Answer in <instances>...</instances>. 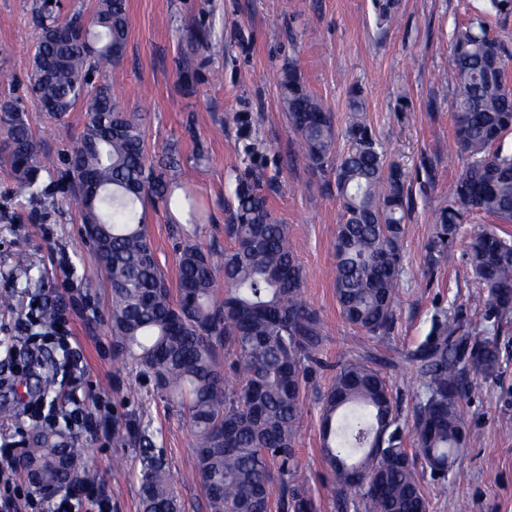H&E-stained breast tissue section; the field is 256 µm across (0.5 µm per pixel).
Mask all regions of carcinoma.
Here are the masks:
<instances>
[{"mask_svg":"<svg viewBox=\"0 0 512 512\" xmlns=\"http://www.w3.org/2000/svg\"><path fill=\"white\" fill-rule=\"evenodd\" d=\"M376 23L391 24L398 0H374ZM73 40L58 37L53 10L40 8L27 89L33 104H49L54 119L82 105L86 120L63 158L62 203L75 206L81 224L100 226L92 257L109 281L113 355L132 362L156 395L177 405L195 440L192 472L209 512H315L307 478L296 460V439L312 366L322 361L329 336L320 313L303 298L304 276L288 225L270 211L260 178L239 182L236 209L224 225L230 246L206 250L178 242L176 290H171L137 204L149 198L165 208L197 213L192 176L170 160L151 164L141 119L121 109L110 85L94 74L121 60L128 39L126 0H97L89 26L70 18ZM506 60L485 17L456 27L446 79L452 89L456 143L466 156L436 213L433 249L448 257L460 224L483 213L512 223V153L494 148L512 132V92ZM281 100L303 157L334 174L342 200L335 239L334 288L344 323L367 339L392 330L402 274L401 247L409 210L406 174L386 161L352 96L344 137L336 151L331 113L308 91L294 62L282 68ZM0 164L20 191L57 169L41 154L21 97L0 98ZM94 174L99 192L89 201L76 184L77 167ZM479 287L472 306L493 332L459 314L435 321L414 350L380 360L360 342L332 365L322 399L321 453L336 496L363 497L369 512H429L426 477L443 485L464 448L479 435L463 403L503 361L499 340L512 326V235L481 231L466 244ZM410 367L421 393L413 423L401 421L398 398L379 366ZM115 435L138 446L143 512H181L164 450L133 413H114ZM413 447H407L408 442ZM32 464L45 484L73 472L90 477L89 462L46 428L27 443L19 468Z\"/></svg>","mask_w":512,"mask_h":512,"instance_id":"carcinoma-1","label":"carcinoma"}]
</instances>
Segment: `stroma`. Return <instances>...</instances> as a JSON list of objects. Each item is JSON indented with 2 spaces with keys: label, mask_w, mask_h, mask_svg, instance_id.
Instances as JSON below:
<instances>
[{
  "label": "stroma",
  "mask_w": 512,
  "mask_h": 512,
  "mask_svg": "<svg viewBox=\"0 0 512 512\" xmlns=\"http://www.w3.org/2000/svg\"><path fill=\"white\" fill-rule=\"evenodd\" d=\"M41 0H0V69L25 78L34 53L33 32ZM129 33L119 64L96 75L126 112L142 116L150 159L176 152L193 170V187L206 217L188 224L163 206L144 211L158 262L177 279V236L224 248V226L237 206V180L261 177L274 216L290 228L305 274L304 298L329 331L328 361L351 345L354 332L340 316L334 288V240L341 201L333 175L313 169L288 127L277 81L296 60L309 91L322 99L337 130H344L352 94H360L368 122L388 162L408 176L409 212L402 242L400 298L389 342L415 348L434 319L463 310L478 329L486 324L468 300L478 291L464 241L487 221L461 225L444 260H433L435 212L463 167L454 141L451 93L440 79L452 55L457 21L479 13L485 0H399L397 20L378 26L372 0H127ZM217 42L221 53L203 50ZM29 124L42 153L63 158L85 121L83 107L61 120L30 108ZM77 209L58 196L19 195L0 167V293L25 310L28 288L45 289L66 307L82 349L87 406L99 420L78 434L77 450L92 462V482L112 500V512H142L133 443L113 438L112 408L143 406V421L164 449L173 475L194 468L193 438L176 408L148 393L132 366L112 353L111 304L105 270L82 243ZM25 265H18V258ZM86 299L70 310L60 259ZM504 362L497 379L475 390L464 409L481 440L460 459L467 476L447 487L427 488L430 512H512V331L500 339ZM121 389H114V375ZM331 382L322 371L306 388L296 440L301 469L318 512H367L363 500L344 507L333 491L321 455V400Z\"/></svg>",
  "instance_id": "obj_1"
}]
</instances>
